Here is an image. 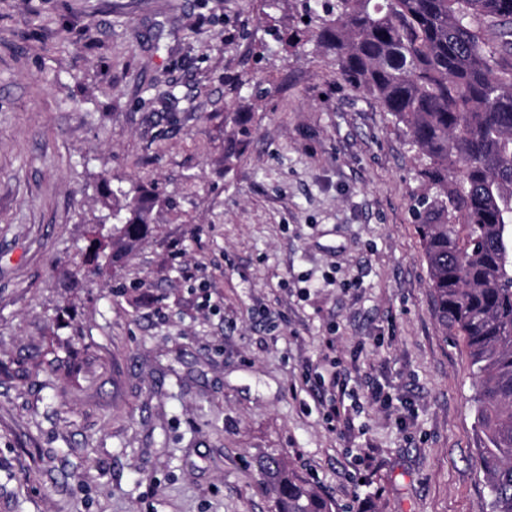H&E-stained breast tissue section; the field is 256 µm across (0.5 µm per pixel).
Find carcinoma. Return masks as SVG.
<instances>
[{
	"label": "carcinoma",
	"mask_w": 512,
	"mask_h": 512,
	"mask_svg": "<svg viewBox=\"0 0 512 512\" xmlns=\"http://www.w3.org/2000/svg\"><path fill=\"white\" fill-rule=\"evenodd\" d=\"M288 47L316 40L341 78L378 101L422 155L428 193L412 206L445 334L466 348L477 386L478 465L489 512H512V0H321ZM239 113L225 118L224 163L237 157ZM112 236L85 264L100 271L152 232L172 204L153 188L97 189ZM277 512H333L269 455Z\"/></svg>",
	"instance_id": "obj_1"
}]
</instances>
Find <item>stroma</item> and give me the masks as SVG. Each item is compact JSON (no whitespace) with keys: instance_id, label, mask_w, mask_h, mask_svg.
Listing matches in <instances>:
<instances>
[{"instance_id":"obj_1","label":"stroma","mask_w":512,"mask_h":512,"mask_svg":"<svg viewBox=\"0 0 512 512\" xmlns=\"http://www.w3.org/2000/svg\"><path fill=\"white\" fill-rule=\"evenodd\" d=\"M295 23L0 0V512H275L266 454L334 512L487 504L416 152L332 56L281 41ZM228 112L249 130L229 169ZM104 176L176 204L92 279Z\"/></svg>"}]
</instances>
